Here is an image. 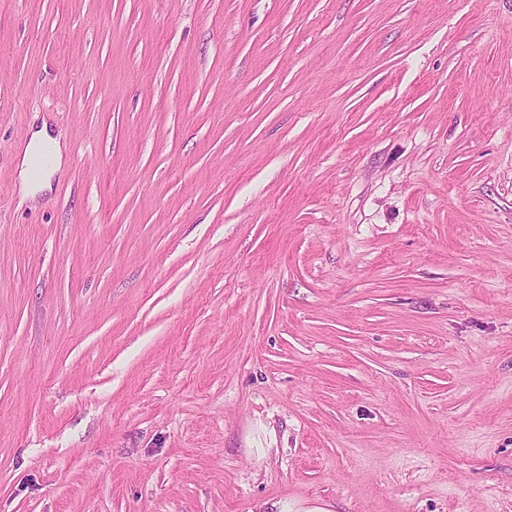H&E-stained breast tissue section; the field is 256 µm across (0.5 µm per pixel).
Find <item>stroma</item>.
Returning a JSON list of instances; mask_svg holds the SVG:
<instances>
[{
  "instance_id": "obj_1",
  "label": "stroma",
  "mask_w": 512,
  "mask_h": 512,
  "mask_svg": "<svg viewBox=\"0 0 512 512\" xmlns=\"http://www.w3.org/2000/svg\"><path fill=\"white\" fill-rule=\"evenodd\" d=\"M277 500L512 512V0H0V512ZM44 152L48 155L49 163L43 176L35 180L31 175V160L35 153ZM62 154L60 147L54 139L50 138L46 130L38 131L26 146L21 158V188L24 196H34L35 193L48 186L47 178L61 166ZM46 183V184H45Z\"/></svg>"
}]
</instances>
